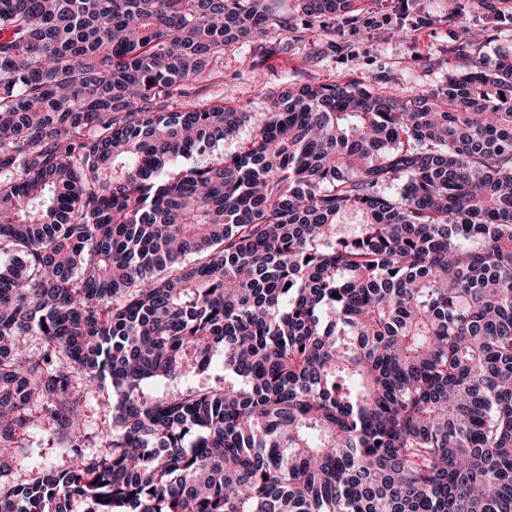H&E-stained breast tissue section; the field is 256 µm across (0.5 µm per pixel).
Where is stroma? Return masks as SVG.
I'll return each mask as SVG.
<instances>
[{"mask_svg": "<svg viewBox=\"0 0 512 512\" xmlns=\"http://www.w3.org/2000/svg\"><path fill=\"white\" fill-rule=\"evenodd\" d=\"M416 2L425 20L404 29L398 0H363L354 21L340 17L329 23L292 14L291 0H281L280 12L290 13L299 30L297 41L282 42L270 54L262 53L258 39L225 50L223 78L197 84L195 93L209 100L227 96L243 111L263 112L290 88L351 77L405 98L444 87L450 71L464 67L453 48L463 41L465 29L483 30L476 52L485 64L512 52V27L487 31L475 16L455 21L451 11L456 0ZM333 41L342 43V51H328ZM52 433V425L43 419L24 430L26 446L13 458L19 481H36L44 471L63 466L65 457L52 443Z\"/></svg>", "mask_w": 512, "mask_h": 512, "instance_id": "1", "label": "stroma"}]
</instances>
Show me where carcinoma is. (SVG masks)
<instances>
[{
    "mask_svg": "<svg viewBox=\"0 0 512 512\" xmlns=\"http://www.w3.org/2000/svg\"><path fill=\"white\" fill-rule=\"evenodd\" d=\"M277 4L0 0V512H512V53L170 110ZM85 414V429L82 434H87V445L88 448H84L85 452L89 455H96L100 452L102 448H98L97 440L95 439V435L100 431L101 428H104L106 424L103 423L104 419H108L105 417L103 413L100 411V406L98 405V399H90L87 401V408L84 410ZM91 436L93 438H91ZM52 433V423L43 419L24 430L22 437L26 439V448L13 458V471L19 481L31 483L45 470L59 469L65 464L64 455L58 451L56 443H52Z\"/></svg>",
    "mask_w": 512,
    "mask_h": 512,
    "instance_id": "carcinoma-1",
    "label": "carcinoma"
}]
</instances>
